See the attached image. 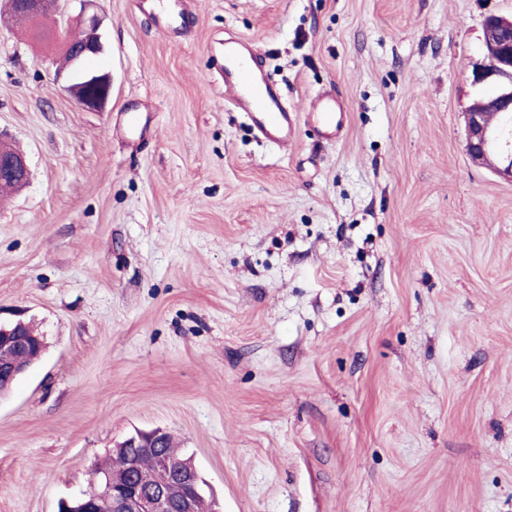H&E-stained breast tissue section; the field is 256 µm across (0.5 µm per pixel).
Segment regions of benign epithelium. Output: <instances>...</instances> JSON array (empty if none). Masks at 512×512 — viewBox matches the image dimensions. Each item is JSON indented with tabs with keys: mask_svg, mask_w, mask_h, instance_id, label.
<instances>
[{
	"mask_svg": "<svg viewBox=\"0 0 512 512\" xmlns=\"http://www.w3.org/2000/svg\"><path fill=\"white\" fill-rule=\"evenodd\" d=\"M60 0H0V12L8 15L20 12L33 22L43 23L57 11ZM81 10L78 23L82 31L97 32L101 26L98 14L92 11L97 0H79ZM484 40L481 57L471 63L470 84L479 90L493 88L495 100L502 110V121L493 124L489 120L492 101L473 97L464 117L465 147L470 161L489 169L498 177L512 182V14L489 15L483 25ZM104 45L99 37L84 39L71 37L64 43V55L72 64L83 63L91 57L103 54ZM64 89L86 109L101 110L112 93V75L108 72L85 71L81 79L70 78ZM12 178L25 182L29 178L27 162L21 154L0 153V178ZM40 337L30 332V326L22 320L0 325V379L6 380L0 394L10 390L12 380L23 374L28 366L19 363L17 353ZM168 433L156 429L138 431L127 437L118 447L132 449L150 455L158 468L166 475L164 483L145 489L134 474L122 485L111 481L100 487L99 494L112 497L115 512H195L191 490L199 478L193 467L184 468L166 454Z\"/></svg>",
	"mask_w": 512,
	"mask_h": 512,
	"instance_id": "1",
	"label": "benign epithelium"
}]
</instances>
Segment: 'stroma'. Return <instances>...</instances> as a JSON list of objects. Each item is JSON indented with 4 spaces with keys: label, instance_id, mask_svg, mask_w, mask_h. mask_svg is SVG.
Listing matches in <instances>:
<instances>
[{
    "label": "stroma",
    "instance_id": "35a3bbf8",
    "mask_svg": "<svg viewBox=\"0 0 512 512\" xmlns=\"http://www.w3.org/2000/svg\"><path fill=\"white\" fill-rule=\"evenodd\" d=\"M98 0L103 111L54 39L0 16V322L46 343L0 398V512H57L164 429L219 512H512V183L462 113L512 0ZM249 41L289 111L258 138L214 83ZM147 126L131 134L127 113ZM64 89L83 108L100 111L112 93V75L109 72L84 71L81 79L70 80ZM318 112H309L308 117L319 125L320 134L327 141H336L341 133L342 125L339 112L343 104L331 92H325L318 97ZM12 178L25 183L29 178L27 162L20 153L6 155L0 153V178Z\"/></svg>",
    "mask_w": 512,
    "mask_h": 512
}]
</instances>
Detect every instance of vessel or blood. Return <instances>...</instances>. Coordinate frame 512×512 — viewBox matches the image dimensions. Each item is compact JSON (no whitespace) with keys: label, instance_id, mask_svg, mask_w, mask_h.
Returning a JSON list of instances; mask_svg holds the SVG:
<instances>
[{"label":"vessel or blood","instance_id":"obj_1","mask_svg":"<svg viewBox=\"0 0 512 512\" xmlns=\"http://www.w3.org/2000/svg\"><path fill=\"white\" fill-rule=\"evenodd\" d=\"M252 57L250 50L237 45L225 48L218 58L224 90L229 94L228 103L246 112L255 129L269 142L286 145L294 130L296 115L283 108L278 90L269 83L265 72L252 65ZM342 108V102L333 93L327 92L318 98L312 119L318 124L321 136L328 141H335L340 136Z\"/></svg>","mask_w":512,"mask_h":512}]
</instances>
